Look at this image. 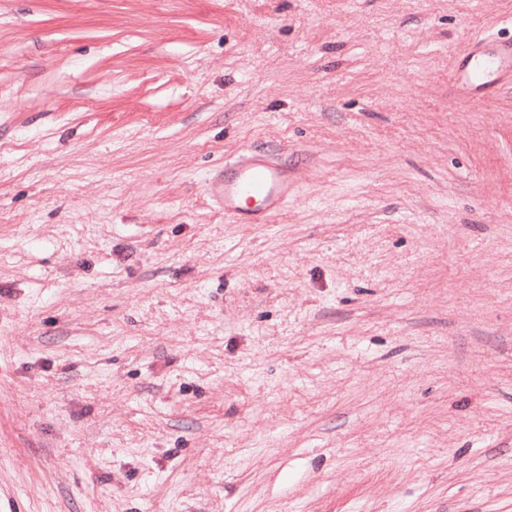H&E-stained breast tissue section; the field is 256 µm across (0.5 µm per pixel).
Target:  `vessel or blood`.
<instances>
[{
    "label": "vessel or blood",
    "instance_id": "b4317fda",
    "mask_svg": "<svg viewBox=\"0 0 512 512\" xmlns=\"http://www.w3.org/2000/svg\"><path fill=\"white\" fill-rule=\"evenodd\" d=\"M467 64L452 76L453 83L470 92L488 86L512 71V41L483 38L473 43ZM210 196L233 221H261L272 217L293 193L284 165L276 158L246 152L225 162L208 181Z\"/></svg>",
    "mask_w": 512,
    "mask_h": 512
}]
</instances>
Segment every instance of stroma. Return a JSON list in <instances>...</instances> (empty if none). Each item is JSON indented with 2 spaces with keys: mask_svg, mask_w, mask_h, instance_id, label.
I'll use <instances>...</instances> for the list:
<instances>
[{
  "mask_svg": "<svg viewBox=\"0 0 512 512\" xmlns=\"http://www.w3.org/2000/svg\"><path fill=\"white\" fill-rule=\"evenodd\" d=\"M512 0H0V512H512ZM249 150L295 192L225 219ZM467 64L452 75L465 94L488 86L502 73L512 71V41L502 42L485 37L473 43L466 55ZM210 196L235 222L271 218L288 201L293 188L284 165L276 158L247 151L224 163L208 181ZM251 201L253 205L245 206Z\"/></svg>",
  "mask_w": 512,
  "mask_h": 512,
  "instance_id": "stroma-1",
  "label": "stroma"
}]
</instances>
